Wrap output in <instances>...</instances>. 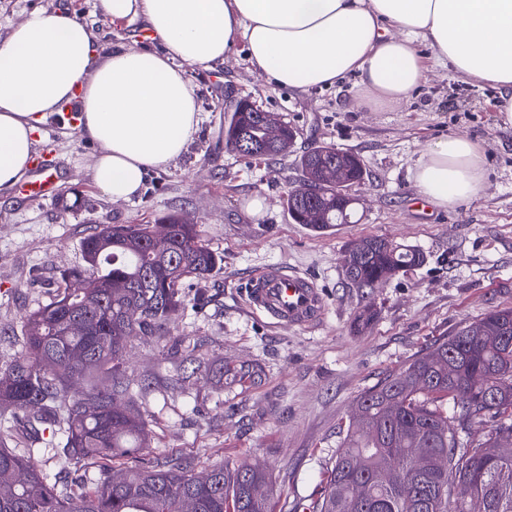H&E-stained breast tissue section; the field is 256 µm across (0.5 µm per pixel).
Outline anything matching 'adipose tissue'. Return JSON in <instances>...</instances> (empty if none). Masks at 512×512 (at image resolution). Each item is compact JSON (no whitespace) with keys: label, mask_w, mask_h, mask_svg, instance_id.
Instances as JSON below:
<instances>
[{"label":"adipose tissue","mask_w":512,"mask_h":512,"mask_svg":"<svg viewBox=\"0 0 512 512\" xmlns=\"http://www.w3.org/2000/svg\"><path fill=\"white\" fill-rule=\"evenodd\" d=\"M112 23L140 22L159 50L99 57L90 28L64 9L35 10L0 41V191L27 172L35 132L66 104L100 153L98 189L138 195L147 174L177 159L201 121L191 66L224 60L246 41L252 67L306 91L358 78L362 97L408 100L426 80L424 51L464 81L497 90L498 123L512 128V0H98ZM423 198L445 208L482 188L477 143L452 136L415 170Z\"/></svg>","instance_id":"1"}]
</instances>
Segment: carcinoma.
<instances>
[{
	"instance_id": "carcinoma-1",
	"label": "carcinoma",
	"mask_w": 512,
	"mask_h": 512,
	"mask_svg": "<svg viewBox=\"0 0 512 512\" xmlns=\"http://www.w3.org/2000/svg\"><path fill=\"white\" fill-rule=\"evenodd\" d=\"M239 127L261 151L238 152ZM295 136L290 126L288 144L267 146L261 113L233 112L225 147L245 158H274L293 147ZM335 160L364 179L359 157L317 146L299 159L302 174L316 181L303 178L286 194L294 222L319 234L351 223L355 211L345 186L323 179ZM156 232L169 236L167 258L151 250ZM82 248L86 266L63 273L68 287L24 316L22 355L0 375V406L17 412L29 443L20 452L0 442V512H273L272 495L252 494L268 485L264 471L241 461L198 475L187 460L152 455L138 413L110 409L129 390L128 339L166 332L183 285L210 275L219 256L202 243L196 225L176 215L159 224H97ZM424 261L419 251L377 237L342 258L346 277L362 288ZM132 308L140 310L134 322L126 318ZM73 317L88 322V335H65ZM485 329L507 340L486 345ZM51 360L65 367L46 369ZM356 406L363 421L340 430L322 492L305 512H465L451 493L458 478L468 480L484 512H512V457L498 453L499 441L512 439V308L492 310L434 342L362 392ZM41 445L61 459L88 461L98 473L62 469L51 476L34 462ZM119 459L134 464L115 481L112 464Z\"/></svg>"
}]
</instances>
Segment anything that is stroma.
Segmentation results:
<instances>
[{"mask_svg":"<svg viewBox=\"0 0 512 512\" xmlns=\"http://www.w3.org/2000/svg\"><path fill=\"white\" fill-rule=\"evenodd\" d=\"M96 3L0 0V40L31 11L65 8L91 27L100 55L120 46L158 49L140 38L142 23L112 24ZM427 65L426 83L409 100L362 103L356 76L289 89L254 73L237 45L224 62L188 68L200 128L126 201L92 182L100 148L80 134L77 108L49 114L35 153L56 162L57 194L26 200L16 189L0 191V371L21 353L24 315L56 296L63 271L83 265L82 241L94 225L179 215L222 263L187 282L168 336L130 338L123 403L146 420L158 457L190 459L198 472L227 461L258 464L278 508L319 496L340 426L363 391L465 323L512 308V129L497 123L496 90L462 81L435 60ZM242 99L297 129L293 152L268 160L226 149L225 112ZM458 134L481 149V191L448 209L417 207L418 163ZM324 144L357 155L366 175L350 189L358 200L353 223L317 235L292 220L285 198L302 177L300 155ZM253 197L264 202L257 215L245 209ZM367 237L419 250L426 261L381 287H356L342 256ZM272 266L300 271L324 291L320 323L278 327L247 308V278ZM368 305L375 319L355 328Z\"/></svg>","mask_w":512,"mask_h":512,"instance_id":"35a3bbf8","label":"stroma"}]
</instances>
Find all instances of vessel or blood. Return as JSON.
<instances>
[{
    "instance_id": "b4317fda",
    "label": "vessel or blood",
    "mask_w": 512,
    "mask_h": 512,
    "mask_svg": "<svg viewBox=\"0 0 512 512\" xmlns=\"http://www.w3.org/2000/svg\"><path fill=\"white\" fill-rule=\"evenodd\" d=\"M34 169L38 179L21 184L20 194L28 199L53 196L57 176L52 162L36 157ZM245 297L250 309L262 312L278 325H313L326 308L325 294L314 281L301 272L280 267L267 268L249 278Z\"/></svg>"
}]
</instances>
